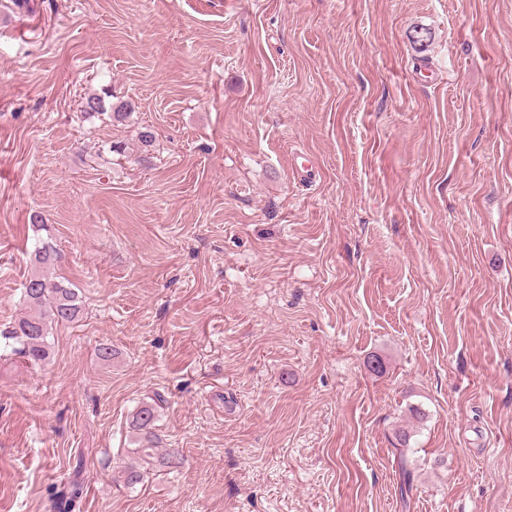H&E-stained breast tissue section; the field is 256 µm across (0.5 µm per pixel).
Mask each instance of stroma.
Here are the masks:
<instances>
[{"mask_svg":"<svg viewBox=\"0 0 512 512\" xmlns=\"http://www.w3.org/2000/svg\"><path fill=\"white\" fill-rule=\"evenodd\" d=\"M44 243L0 512H512V0H0V330ZM76 288L65 286L38 270L24 285L23 296L30 314L19 318L11 329L1 331L10 353L37 364L49 357L52 324L72 323L81 314L82 306ZM17 345V346H16ZM156 407L145 403L139 407L134 414L131 427L132 443L135 446L132 449V457L128 463L123 466L116 482L123 483L126 487H133L144 480L147 470L155 462L159 437L155 431V422L157 419Z\"/></svg>","mask_w":512,"mask_h":512,"instance_id":"35a3bbf8","label":"stroma"}]
</instances>
